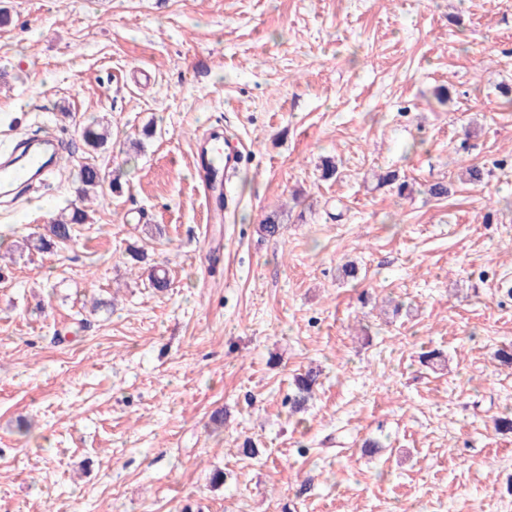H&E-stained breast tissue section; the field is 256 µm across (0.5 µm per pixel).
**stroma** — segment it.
<instances>
[{"label":"stroma","mask_w":512,"mask_h":512,"mask_svg":"<svg viewBox=\"0 0 512 512\" xmlns=\"http://www.w3.org/2000/svg\"><path fill=\"white\" fill-rule=\"evenodd\" d=\"M504 85L500 0H0V150L63 147L0 197V512H512ZM218 124L244 160L212 224L193 144ZM87 220V214L84 209L74 206L68 215H61L52 225L50 237L38 238V244L35 245L39 250L50 251L59 245H66L72 239V233L75 224H84ZM317 371L309 369L304 374L295 378L293 394L288 398V405L293 412H301L306 409L307 401L311 396L314 386L317 384Z\"/></svg>","instance_id":"35a3bbf8"}]
</instances>
